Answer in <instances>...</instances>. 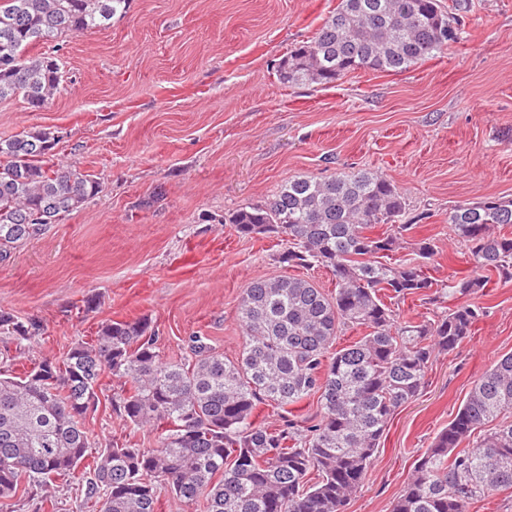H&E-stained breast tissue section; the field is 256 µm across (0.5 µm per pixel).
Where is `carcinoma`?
<instances>
[{"mask_svg":"<svg viewBox=\"0 0 512 512\" xmlns=\"http://www.w3.org/2000/svg\"><path fill=\"white\" fill-rule=\"evenodd\" d=\"M129 0H0V101L22 98L37 110L62 83L57 59L28 50L68 34L101 30ZM462 9L440 0H340L315 36L277 70L283 84H333L360 72L400 74L440 56L459 39ZM60 136L33 130L0 139V263L81 209L99 190L93 175L55 158ZM406 199L372 172L328 180L289 178L265 204L228 218L244 236L283 234L277 260L322 267L336 278L328 294L294 275L257 278L237 306L245 342L224 359L202 336L191 359L163 360L151 321L108 320L60 359L43 357L20 375L0 370V506L21 494L48 501L58 480L87 474L97 512H157V487L207 512H343L365 482L396 411L416 399L432 359L471 336L483 310L467 298L492 275L512 279V199L462 203L448 213L471 273L433 300L456 304L435 319L403 320L385 299L426 296L437 284L431 238L408 242ZM385 224L371 235L368 229ZM411 249L413 257L401 255ZM363 336L333 349L339 336ZM43 325L0 311V333L15 348ZM116 381L112 412L126 426L157 431V446L91 439L104 378ZM317 398L319 418L287 416L276 428L252 420ZM512 488V353L474 381L455 418L416 461L393 512H469Z\"/></svg>","mask_w":512,"mask_h":512,"instance_id":"carcinoma-1","label":"carcinoma"}]
</instances>
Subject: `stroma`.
Instances as JSON below:
<instances>
[{
	"mask_svg": "<svg viewBox=\"0 0 512 512\" xmlns=\"http://www.w3.org/2000/svg\"><path fill=\"white\" fill-rule=\"evenodd\" d=\"M339 2L130 0L109 28L36 45L57 58L64 90L37 111L0 101V138L59 131L58 158L92 174L100 192L0 263V310L44 325L15 372L90 340L103 321L139 317L157 329L164 361L187 358L193 335L238 358L242 288L287 269L280 236H243L226 218L294 176H385L420 219L411 237L438 247L432 276L469 272L449 209L512 197V0H465L460 39L405 73L280 83L281 61ZM474 302L485 316L433 360L345 512H391L474 381L512 352V279H492ZM86 427L100 441L157 442L105 401Z\"/></svg>",
	"mask_w": 512,
	"mask_h": 512,
	"instance_id": "obj_1",
	"label": "stroma"
}]
</instances>
